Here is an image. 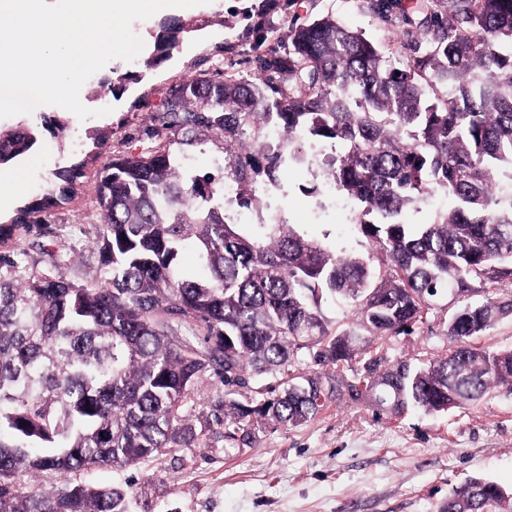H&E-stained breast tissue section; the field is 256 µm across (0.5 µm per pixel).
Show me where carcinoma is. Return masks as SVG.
<instances>
[{
	"mask_svg": "<svg viewBox=\"0 0 512 512\" xmlns=\"http://www.w3.org/2000/svg\"><path fill=\"white\" fill-rule=\"evenodd\" d=\"M405 20L408 53L383 54L362 31L333 17L289 29L275 76L203 78L163 103L164 126L183 151L224 142V170L190 174L169 148L114 158L96 196L104 216L96 247L102 276L76 284L54 270L31 273L0 257V512H128L122 487L74 483L70 474L130 467L204 436L183 403L203 375L246 384L251 366L281 375V392L249 408L232 402L227 425L251 415L295 426L323 407L320 380L290 372L298 353L333 370L354 353L351 331L332 332L321 301L338 296L371 337L424 322L434 298L469 296L512 281V0H424ZM160 25L155 49L170 50ZM339 150L322 162L325 183L364 206L358 229L374 251L338 255L274 218L248 228L224 216V179L250 208L257 177L271 182L301 150L272 152L264 130ZM35 132L0 130V166L26 156ZM83 163L57 168L49 192L0 224V239L68 198ZM436 192L458 205L429 224L399 222ZM190 245L206 275L178 267ZM512 312L468 303L449 319L457 346L410 374L400 395L428 411L512 389V351L470 340ZM65 477L45 492L25 481ZM505 492L473 479L448 496V512H496Z\"/></svg>",
	"mask_w": 512,
	"mask_h": 512,
	"instance_id": "carcinoma-1",
	"label": "carcinoma"
}]
</instances>
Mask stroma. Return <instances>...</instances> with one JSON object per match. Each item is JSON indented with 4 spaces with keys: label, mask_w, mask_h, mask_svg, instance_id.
Here are the masks:
<instances>
[{
    "label": "stroma",
    "mask_w": 512,
    "mask_h": 512,
    "mask_svg": "<svg viewBox=\"0 0 512 512\" xmlns=\"http://www.w3.org/2000/svg\"><path fill=\"white\" fill-rule=\"evenodd\" d=\"M370 0H210L208 7L180 14L187 33L169 57L157 58L154 36L165 13L135 21L143 41L131 61L115 59L96 72L112 90L103 101L79 98L92 117L57 112L50 105L23 117L0 119L8 129L24 122L41 129L45 118L62 115L64 137L43 132L34 160H21L26 179L17 200L41 192L55 165L84 161V175L73 197L43 213L0 245V255L37 270L65 258V274L75 282L91 280L98 269L96 227L102 222L96 202L98 172L110 158L139 155L159 142L180 154L178 132L164 129L162 105L192 79L229 75L257 77L265 63L287 54L288 30L331 15L346 27L364 31L383 52L397 50L396 18L412 12L416 0H384L379 15ZM110 112L99 115V107ZM109 139L97 159H89L93 139ZM260 205L252 223L280 217L305 237L339 254H367L369 241L356 223L359 206L342 207L337 192L322 185L318 164L283 168L276 183L257 182ZM459 301L438 299L424 323L410 331L376 339L355 350L342 370H320L308 353L295 358L299 374L320 372L324 391L318 415L297 426L254 419L235 436L214 424L227 395L223 382L208 374L198 380L183 411L193 424L210 423L206 437L191 439L166 454L132 468L100 467L80 472L93 485H130L129 512H438L448 495L473 478H483L512 494V391L492 389L482 400L442 412L413 402L401 408L379 403L366 378L401 365L417 369L445 357L455 342L448 320ZM260 378L237 389L235 401L254 400Z\"/></svg>",
    "instance_id": "35a3bbf8"
}]
</instances>
